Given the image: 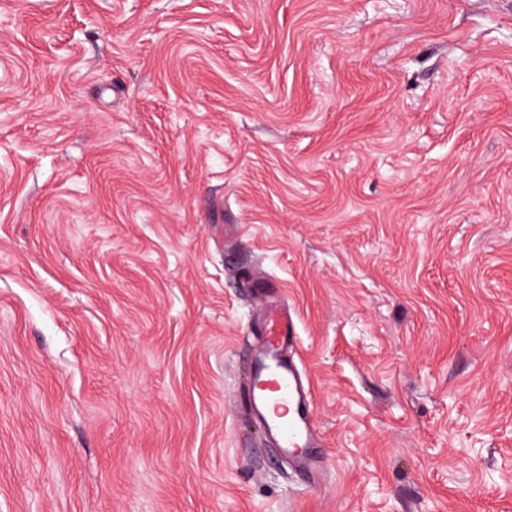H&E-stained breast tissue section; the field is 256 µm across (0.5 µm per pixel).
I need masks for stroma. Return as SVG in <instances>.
Listing matches in <instances>:
<instances>
[{"mask_svg":"<svg viewBox=\"0 0 512 512\" xmlns=\"http://www.w3.org/2000/svg\"><path fill=\"white\" fill-rule=\"evenodd\" d=\"M0 512H512V0H0ZM264 300L262 336L249 360L250 377L239 401L262 425L279 452L295 460L312 488L324 457L316 442L313 395L301 363L295 358L299 336L293 318L274 304L273 288H257Z\"/></svg>","mask_w":512,"mask_h":512,"instance_id":"1","label":"stroma"}]
</instances>
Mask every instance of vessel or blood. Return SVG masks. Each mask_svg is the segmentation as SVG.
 <instances>
[{"label":"vessel or blood","instance_id":"b4317fda","mask_svg":"<svg viewBox=\"0 0 512 512\" xmlns=\"http://www.w3.org/2000/svg\"><path fill=\"white\" fill-rule=\"evenodd\" d=\"M264 300L261 338L249 360L250 377L241 405L262 425L279 452L295 460L310 486H317L324 457L316 442L313 395L295 357L299 336L293 318L277 308L273 289L260 286Z\"/></svg>","mask_w":512,"mask_h":512}]
</instances>
